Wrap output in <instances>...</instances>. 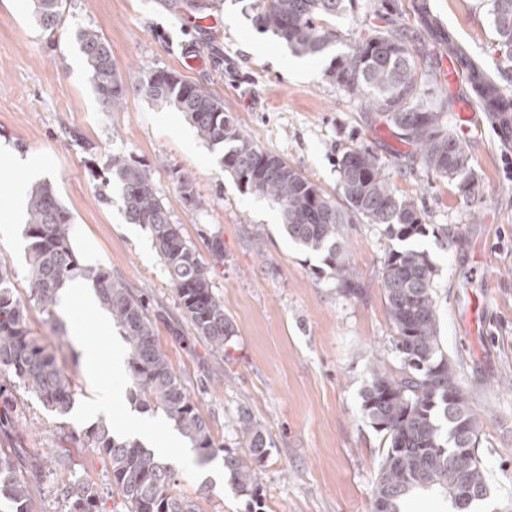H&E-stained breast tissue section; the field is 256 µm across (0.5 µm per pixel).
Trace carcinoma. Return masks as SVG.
<instances>
[{"label":"carcinoma","mask_w":512,"mask_h":512,"mask_svg":"<svg viewBox=\"0 0 512 512\" xmlns=\"http://www.w3.org/2000/svg\"><path fill=\"white\" fill-rule=\"evenodd\" d=\"M63 0H31V16L48 35L62 20ZM351 0H257L255 21L272 31L297 53L317 54L338 40L331 21L346 12ZM497 51L504 68H512V0H492ZM379 23L367 27L349 50L333 61L327 77L377 112L416 147L422 164L450 181L466 199L478 193L471 159L460 139L444 125V106L423 103L421 96L439 71L421 68L411 52L404 29L392 14H376ZM415 29L430 42L448 49L464 69L469 88L482 111L512 137V111L505 105L512 88L489 75L457 42L431 10L428 0H413ZM76 38L90 67L91 81L108 108L121 106L126 88L112 52L100 35L81 29ZM139 90L156 103L184 114L197 137L224 146V171L251 193L269 198L279 209L288 238L324 255V272L346 295L362 288L339 240L343 224L360 218L378 224L391 240L403 243L389 251L382 288L395 328L393 347L399 367L377 358L368 369L362 392L363 417L385 437L377 472L374 504L384 512H399L398 501L414 489L436 490L449 499L462 491L469 502L487 497L488 484L479 453L478 415L455 365L440 345L437 270L425 251L410 241L425 234L414 198L398 192L367 147L353 143L338 159L341 208L321 186L282 157L269 152L238 127L224 104L206 87L181 80L167 70L142 72ZM126 216L148 228L159 259L167 270L179 304L196 334L213 348L234 335L224 316V303L212 292L211 268L183 239L170 220L148 172L121 158L110 160ZM26 235L31 296L53 314L58 293L80 273L95 285L112 321L128 347V365L140 394V404L162 411L192 444L200 464L217 454V445L190 395L160 346L154 324L141 297L104 267L84 266L72 244V217L48 185L33 190ZM36 396L44 406L64 416L74 404L69 376L40 339L30 335L24 306L14 296L8 274L0 270V434L9 435L13 422L6 406L16 392ZM237 436L250 460L228 454L227 469L241 492H256L254 466L263 461L267 434L251 417L238 421ZM85 445L107 461L112 486L126 512H199L196 502L173 493L177 470L136 438L117 434L112 426L94 423L84 432ZM469 448L467 454L457 453ZM62 459L59 454L30 456L13 447L0 451V497L12 512H33L31 488ZM65 512H99L97 491L73 481L61 493Z\"/></svg>","instance_id":"obj_1"}]
</instances>
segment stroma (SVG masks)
<instances>
[{"mask_svg": "<svg viewBox=\"0 0 512 512\" xmlns=\"http://www.w3.org/2000/svg\"><path fill=\"white\" fill-rule=\"evenodd\" d=\"M253 2L65 0L63 22L50 37L33 21L29 0H0V146L39 164V182L52 184L73 218L83 260L110 269L145 298L159 343L224 453L245 452L235 435L241 414L268 429L256 496L239 493L231 478L208 480L209 468L193 448L168 447L165 415L140 407L129 369L112 370L119 328L101 333L88 314L80 332L56 338L54 323L69 318L51 321L30 295L27 203L13 193L20 173L0 168V211L19 213L0 231V269L27 309L29 330L71 376L76 403L91 398L97 385L112 384L122 392L108 419L114 430L155 424L154 451L176 467V493L198 501L201 512H374L384 439L363 419L360 395L371 358L395 360L381 287L394 243L379 225H342L341 245L363 289L355 298L343 295L323 272L321 254L288 240L277 206L225 173L222 146L204 144L181 112L136 89L142 69L175 72L206 86L257 145L332 198L340 196L338 158L353 142L368 145L387 180L415 196L427 226L416 244L438 270L440 343L481 422L488 498L497 508L512 504V145L503 146L485 119L463 136L479 179L476 199H465L455 182L428 171L413 145L325 75L355 30L374 23L382 0H352V11L336 20L338 40L288 73L275 60L289 50L256 26ZM430 4L502 84L512 85V69L498 68L491 0ZM86 27L111 49L127 88L120 108L107 109L90 80L75 39ZM114 157L149 172L172 222L212 267V291L235 328L223 349L194 332L149 230L129 226L108 167ZM183 176L193 182V200L179 193ZM449 227L459 230L457 239L444 236ZM216 241L219 258L211 249ZM88 350L99 355L94 382L83 366ZM12 416L30 453L57 447L64 453L63 466L35 493L37 512H62L59 490L76 478L96 486L103 512L120 507L107 464L73 439L84 422L56 416L24 393Z\"/></svg>", "mask_w": 512, "mask_h": 512, "instance_id": "stroma-1", "label": "stroma"}]
</instances>
